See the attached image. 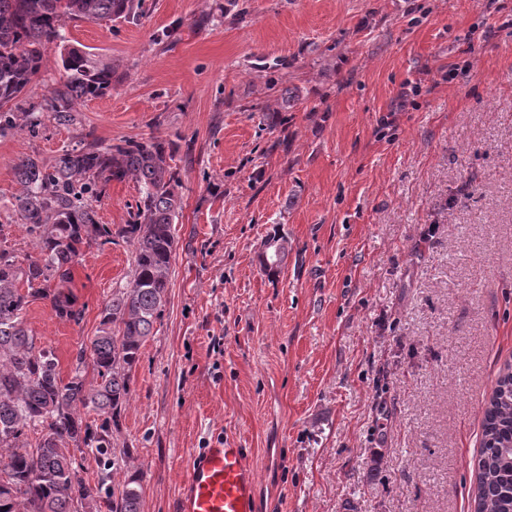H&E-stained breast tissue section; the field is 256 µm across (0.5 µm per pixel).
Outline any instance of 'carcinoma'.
Instances as JSON below:
<instances>
[{
    "label": "carcinoma",
    "instance_id": "1",
    "mask_svg": "<svg viewBox=\"0 0 512 512\" xmlns=\"http://www.w3.org/2000/svg\"><path fill=\"white\" fill-rule=\"evenodd\" d=\"M142 0H0V135L14 129L39 134L41 113L71 125L72 104L97 98L121 78L76 46L64 49L67 79L45 104L23 112L12 106L41 71L46 45L63 39L66 21H134ZM296 98L263 110L274 127ZM140 186L136 212L116 227L97 219L94 202L114 180ZM16 211L27 226L33 252L19 260L0 245V512H141L143 488L136 471L111 486V471L127 464L128 449L115 451L114 434L129 402L132 371L167 303L175 224L182 210L180 169L172 143L151 137L103 147L94 139L65 149L48 164L32 156L15 166ZM121 238L134 245L126 286L112 289L95 336L77 352L68 380L60 377L54 352L24 322L34 301L49 303L55 316L78 323L84 307L73 291L74 268L83 252ZM275 265L288 259V239ZM75 448L104 457L100 491L90 494L76 470ZM475 512H512V366L500 374L484 413L482 448L475 468Z\"/></svg>",
    "mask_w": 512,
    "mask_h": 512
}]
</instances>
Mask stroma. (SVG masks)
Here are the masks:
<instances>
[{
    "instance_id": "1",
    "label": "stroma",
    "mask_w": 512,
    "mask_h": 512,
    "mask_svg": "<svg viewBox=\"0 0 512 512\" xmlns=\"http://www.w3.org/2000/svg\"><path fill=\"white\" fill-rule=\"evenodd\" d=\"M134 22L70 21L122 73L64 127L0 136V224L15 165L104 146L176 145L184 183L168 299L133 370L118 441L143 512H176L189 458L250 449L256 512H472L482 419L512 364V0H145ZM66 78L49 44L21 106ZM417 94L399 104L403 88ZM299 96L283 124L261 110ZM139 199L110 183L100 223ZM288 239L280 276L262 241ZM134 248L88 249L75 324L24 321L62 376Z\"/></svg>"
}]
</instances>
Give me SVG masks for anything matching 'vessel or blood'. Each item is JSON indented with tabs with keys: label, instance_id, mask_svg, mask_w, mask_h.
Instances as JSON below:
<instances>
[{
	"label": "vessel or blood",
	"instance_id": "obj_1",
	"mask_svg": "<svg viewBox=\"0 0 512 512\" xmlns=\"http://www.w3.org/2000/svg\"><path fill=\"white\" fill-rule=\"evenodd\" d=\"M256 484L248 449L216 441L190 458L177 512H255Z\"/></svg>",
	"mask_w": 512,
	"mask_h": 512
}]
</instances>
